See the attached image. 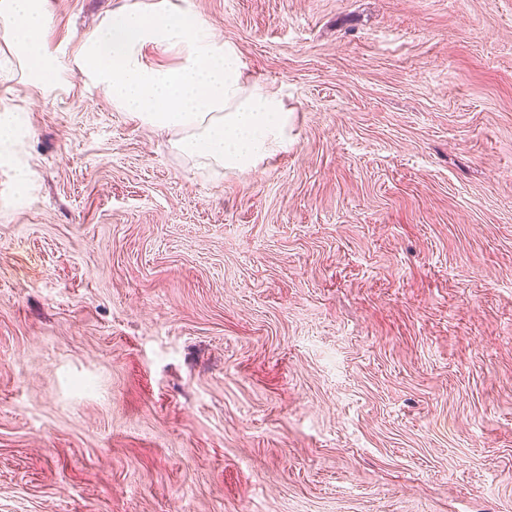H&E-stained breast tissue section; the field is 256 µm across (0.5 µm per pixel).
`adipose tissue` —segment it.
I'll return each mask as SVG.
<instances>
[{"label":"adipose tissue","instance_id":"1","mask_svg":"<svg viewBox=\"0 0 512 512\" xmlns=\"http://www.w3.org/2000/svg\"><path fill=\"white\" fill-rule=\"evenodd\" d=\"M36 2L0 0V19L16 52L50 80L58 67L42 53L47 14ZM148 47L176 52L181 62L148 64ZM77 68L115 109L169 134L179 152L204 165L249 170L292 143L280 90L249 80L235 48L215 39L198 12L158 2L121 8L85 38Z\"/></svg>","mask_w":512,"mask_h":512}]
</instances>
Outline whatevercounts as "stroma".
<instances>
[{"mask_svg": "<svg viewBox=\"0 0 512 512\" xmlns=\"http://www.w3.org/2000/svg\"><path fill=\"white\" fill-rule=\"evenodd\" d=\"M147 2L0 32V512H512V0H171L290 113L220 173L75 67ZM39 0H2L0 16L6 24L7 36L16 52L34 64L41 78L53 79L58 65L49 62L42 54L41 35L46 27L47 13ZM20 124L21 116L17 112L0 113V163H9L12 160Z\"/></svg>", "mask_w": 512, "mask_h": 512, "instance_id": "stroma-1", "label": "stroma"}]
</instances>
